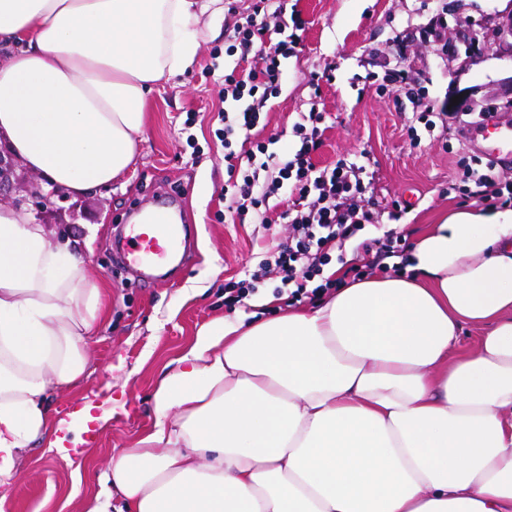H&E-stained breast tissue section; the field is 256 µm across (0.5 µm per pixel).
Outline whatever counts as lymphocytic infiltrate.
<instances>
[{
  "mask_svg": "<svg viewBox=\"0 0 512 512\" xmlns=\"http://www.w3.org/2000/svg\"><path fill=\"white\" fill-rule=\"evenodd\" d=\"M287 0H253L229 33L252 62L247 73H224L221 86L225 100L237 102L238 110L225 112L224 126L216 132L224 144L228 180L225 193L232 196L237 216H251L254 223L271 229L276 220L289 224L288 243L273 260H262L258 269L246 271L237 286L228 289L226 305L242 301L256 291L269 267L278 268L283 286L288 287L287 303L317 298L342 279L323 278L324 265L332 249L355 242L356 253L350 266L354 275L370 268L382 272L400 271L398 262L405 250V236L395 223L403 214L400 201H392L387 224H380L377 213L366 208L362 199L369 189L365 164L345 158L324 168H316L313 155L322 141L323 113L317 110L300 114L293 131L300 146L291 158L282 160L269 153L265 141L254 132L265 122L264 109L280 94L282 59L293 56L305 19L300 11H288ZM465 181L480 189L482 200L512 206V186L500 184L494 162L477 161L463 170ZM284 204L275 212V204ZM379 227L376 237L358 240L364 225Z\"/></svg>",
  "mask_w": 512,
  "mask_h": 512,
  "instance_id": "obj_1",
  "label": "lymphocytic infiltrate"
}]
</instances>
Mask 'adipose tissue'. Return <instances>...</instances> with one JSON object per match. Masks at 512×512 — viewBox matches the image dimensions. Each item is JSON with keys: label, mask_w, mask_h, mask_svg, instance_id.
I'll return each mask as SVG.
<instances>
[{"label": "adipose tissue", "mask_w": 512, "mask_h": 512, "mask_svg": "<svg viewBox=\"0 0 512 512\" xmlns=\"http://www.w3.org/2000/svg\"><path fill=\"white\" fill-rule=\"evenodd\" d=\"M224 0H0V143L78 198L123 177L146 100L192 68ZM408 275L350 282L311 309L218 318L152 395L83 512H512V212L461 211L413 241ZM106 291L25 208L0 204V492L29 448L71 465ZM476 346L456 353L464 327Z\"/></svg>", "instance_id": "adipose-tissue-1"}]
</instances>
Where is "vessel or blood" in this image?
Segmentation results:
<instances>
[{"label":"vessel or blood","instance_id":"obj_1","mask_svg":"<svg viewBox=\"0 0 512 512\" xmlns=\"http://www.w3.org/2000/svg\"><path fill=\"white\" fill-rule=\"evenodd\" d=\"M481 128L490 131L495 140L493 146L484 148V155L499 163L512 162V127L493 126L485 121ZM175 205L173 198L160 197L150 223L129 225L118 243L120 258L127 267L140 273L159 270L185 253L187 226L173 218Z\"/></svg>","mask_w":512,"mask_h":512}]
</instances>
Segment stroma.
<instances>
[{
	"label": "stroma",
	"instance_id": "1",
	"mask_svg": "<svg viewBox=\"0 0 512 512\" xmlns=\"http://www.w3.org/2000/svg\"><path fill=\"white\" fill-rule=\"evenodd\" d=\"M250 5L235 0L231 11L203 20L193 68L149 95L140 157L121 179L77 199L57 196L46 207L33 192L35 175L0 145L7 162L0 195L28 205L50 237L76 241L90 274L109 288L107 320L88 343V369L66 395L51 399L50 412L74 410L86 399L124 401L72 466L54 464L33 449L26 477L0 512H82L73 486L84 495L96 493L97 470L111 452L131 447L153 428L152 394L166 366L201 327L254 312L248 301L228 309L224 290L287 242L288 227L270 233L257 224L225 222L227 173L216 135L225 104L205 77L211 67L246 69V60L227 48L229 31ZM297 8L308 25L299 53L282 62L281 94L266 116L269 151L280 155L292 148L293 123L315 108L326 114L315 165L366 156L375 173L370 208L382 212L391 201L404 203L401 227L408 239L452 212L485 209L474 186L459 176L462 164L479 153L478 128L465 114L413 146L408 129L415 116L407 93L419 91L444 112L456 90L472 88L477 112L512 124V111L498 95L499 85L512 78V43L489 38L494 15L512 12V0H298ZM461 30L482 35L480 52L467 55L457 36ZM323 72L331 81L312 87V74ZM161 192L179 198L194 240L186 267L144 285L115 261L112 239L133 211L152 206Z\"/></svg>",
	"mask_w": 512,
	"mask_h": 512
}]
</instances>
